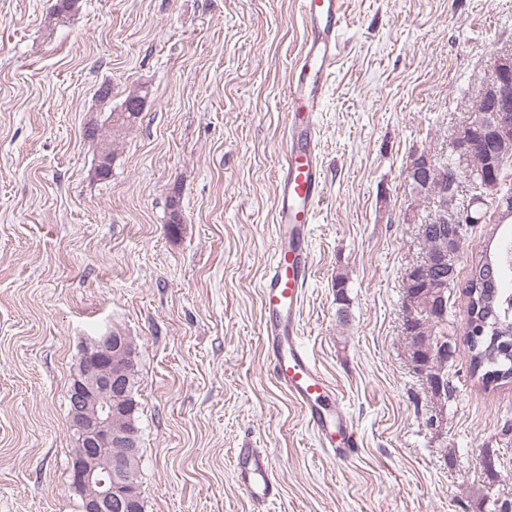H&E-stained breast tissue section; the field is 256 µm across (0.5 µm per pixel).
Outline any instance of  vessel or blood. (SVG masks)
<instances>
[{"label": "vessel or blood", "instance_id": "1", "mask_svg": "<svg viewBox=\"0 0 512 512\" xmlns=\"http://www.w3.org/2000/svg\"><path fill=\"white\" fill-rule=\"evenodd\" d=\"M346 8L347 0H300L307 37L289 78L286 148L275 190V224L289 238L278 242L261 284L264 344L273 375L333 459L350 457L359 441L335 388L300 342L298 313L311 273L309 230L325 195L315 114L342 49ZM236 478L257 512L280 495L263 449H238Z\"/></svg>", "mask_w": 512, "mask_h": 512}]
</instances>
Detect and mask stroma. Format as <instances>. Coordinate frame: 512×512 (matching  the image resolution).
Segmentation results:
<instances>
[{
    "instance_id": "35a3bbf8",
    "label": "stroma",
    "mask_w": 512,
    "mask_h": 512,
    "mask_svg": "<svg viewBox=\"0 0 512 512\" xmlns=\"http://www.w3.org/2000/svg\"><path fill=\"white\" fill-rule=\"evenodd\" d=\"M55 3L0 0V512H80L67 391L85 343L115 328L137 353L145 512H254L238 448L270 456L267 512H512V384L483 391L463 336L487 224L469 225L450 296L448 401L402 334V277L434 216L406 169L459 136L512 49V0H347L299 318L359 439L334 460L262 336L298 0ZM138 86L101 178L91 129ZM409 362L412 366L413 370L420 375L422 378L426 380L428 378L429 382L432 384L433 388H430L431 392L438 398L446 397L448 395L447 389V376L442 377L439 376V380L437 383L434 382V378L432 374H439L440 372L444 373V375H448V361L447 364L443 362L442 359L433 360L430 366V372L427 369L426 365H423L420 361H415L411 355L409 356ZM431 375H430V374Z\"/></svg>"
}]
</instances>
